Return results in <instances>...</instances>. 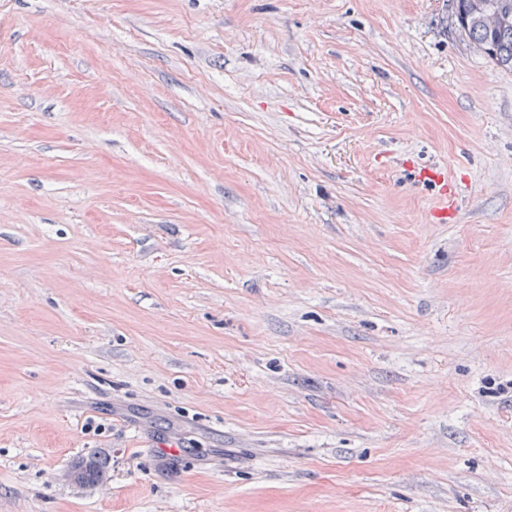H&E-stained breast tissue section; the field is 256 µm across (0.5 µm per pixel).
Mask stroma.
Listing matches in <instances>:
<instances>
[{
    "instance_id": "35a3bbf8",
    "label": "stroma",
    "mask_w": 512,
    "mask_h": 512,
    "mask_svg": "<svg viewBox=\"0 0 512 512\" xmlns=\"http://www.w3.org/2000/svg\"><path fill=\"white\" fill-rule=\"evenodd\" d=\"M0 512H512V71L448 0H0Z\"/></svg>"
}]
</instances>
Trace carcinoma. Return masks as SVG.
Returning a JSON list of instances; mask_svg holds the SVG:
<instances>
[{"mask_svg":"<svg viewBox=\"0 0 512 512\" xmlns=\"http://www.w3.org/2000/svg\"><path fill=\"white\" fill-rule=\"evenodd\" d=\"M451 11V22L459 32L492 62L504 69H512V24L506 28L494 27L487 17L497 13L512 14V0H456ZM99 461L89 458L78 473L82 482H95L102 478Z\"/></svg>","mask_w":512,"mask_h":512,"instance_id":"cac0c4a2","label":"carcinoma"}]
</instances>
